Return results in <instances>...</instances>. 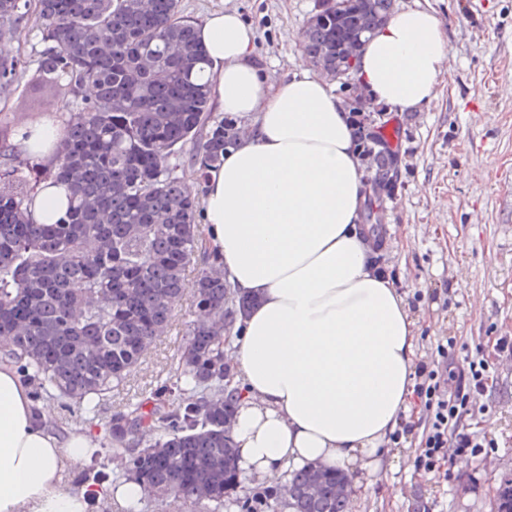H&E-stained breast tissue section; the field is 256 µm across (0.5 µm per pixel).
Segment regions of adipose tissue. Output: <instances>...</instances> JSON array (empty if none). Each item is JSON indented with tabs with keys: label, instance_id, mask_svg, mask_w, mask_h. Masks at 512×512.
Masks as SVG:
<instances>
[{
	"label": "adipose tissue",
	"instance_id": "adipose-tissue-1",
	"mask_svg": "<svg viewBox=\"0 0 512 512\" xmlns=\"http://www.w3.org/2000/svg\"><path fill=\"white\" fill-rule=\"evenodd\" d=\"M195 31L212 97L251 121L202 198L210 250L254 299L227 354L241 391L239 469L270 484L314 464L360 459L376 471L411 404L413 321L358 228L363 174L346 114L319 76L268 82L237 11L212 12ZM448 54L440 15L407 9L367 41L360 75L374 100L406 112L435 96ZM93 446L87 431L51 434L0 365V512H85L63 473Z\"/></svg>",
	"mask_w": 512,
	"mask_h": 512
}]
</instances>
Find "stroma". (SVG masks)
Returning a JSON list of instances; mask_svg holds the SVG:
<instances>
[{
	"instance_id": "1",
	"label": "stroma",
	"mask_w": 512,
	"mask_h": 512,
	"mask_svg": "<svg viewBox=\"0 0 512 512\" xmlns=\"http://www.w3.org/2000/svg\"><path fill=\"white\" fill-rule=\"evenodd\" d=\"M317 0H180L179 14L200 23L237 9L256 30L255 60L277 83L299 73V41ZM430 6L444 21L449 58L437 94L412 112L394 113L401 129L403 187L389 202L391 222L380 263L414 320L416 358L448 348L456 365L484 354L485 389L472 396L465 428L484 438L475 454L451 456L448 479L415 466L419 431L393 433L379 476L360 473L350 512H494L512 479V0H396V11ZM19 87L0 101V122L25 130L48 114L70 115L58 100L34 105ZM195 269L158 338L102 417L175 379L185 328L195 319Z\"/></svg>"
}]
</instances>
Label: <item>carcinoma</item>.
I'll list each match as a JSON object with an SVG mask.
<instances>
[{
  "instance_id": "cac0c4a2",
  "label": "carcinoma",
  "mask_w": 512,
  "mask_h": 512,
  "mask_svg": "<svg viewBox=\"0 0 512 512\" xmlns=\"http://www.w3.org/2000/svg\"><path fill=\"white\" fill-rule=\"evenodd\" d=\"M345 21L326 14L305 27L302 51L336 67V43L369 40L394 0H348ZM39 34L33 89L79 109L62 121L52 157L27 130L0 126V362L40 395L59 401L67 425L99 429L103 449L125 459L126 476L159 502L176 495L224 508L238 485L237 456L224 423L237 395L224 379V335L252 298L230 288L206 244L201 197L210 169L235 144L237 119L211 107L207 62L178 0H0V43L23 23ZM21 54H0V99L26 75ZM366 177L387 199L402 186V159L384 137L356 132ZM67 188L65 215L34 218L40 194ZM198 265L197 320L186 328L173 386L163 383L99 420L168 328ZM338 473H290L294 512H348ZM322 487L311 496L308 485ZM100 495L96 467L80 478ZM282 495L243 501L245 512H277Z\"/></svg>"
}]
</instances>
